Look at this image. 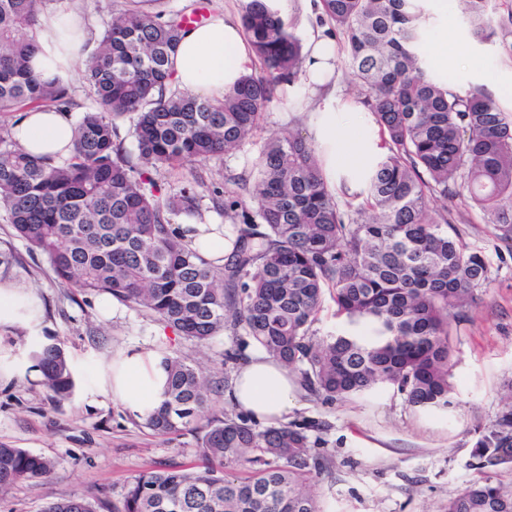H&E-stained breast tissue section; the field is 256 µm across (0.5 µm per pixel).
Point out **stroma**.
<instances>
[{"label":"stroma","mask_w":512,"mask_h":512,"mask_svg":"<svg viewBox=\"0 0 512 512\" xmlns=\"http://www.w3.org/2000/svg\"><path fill=\"white\" fill-rule=\"evenodd\" d=\"M124 5L125 0H48L43 15L76 10L99 25ZM426 6L429 35L422 50L434 60L435 72L462 93L484 88L512 111V94L506 92L512 87V34L480 42L472 38L458 0H448L444 8L426 0ZM358 95L344 64H337L340 178L357 162L347 113H359L365 138L381 141ZM316 105L307 83L299 82L271 104L263 132L240 151L200 166L162 170L154 178L165 194L196 184L202 197L199 223L223 225L225 237H232L234 227L212 205L213 191L227 190V175L250 174L268 134L311 136ZM448 209L463 239L485 256L492 277L452 324L451 403L440 411L414 409L388 387L343 403L301 393L289 421L309 425L313 451L328 460L319 478L323 512H442L448 497L477 476L472 463L479 431L512 406V248L490 235L478 210L457 200ZM1 251L13 255L10 264H0V283L13 285L18 308L13 320L0 324V443L55 459L58 467L48 477L15 484L0 497V512H42L47 503L73 495L86 497L95 512H112L128 481L142 471L196 462L193 435L154 437L113 398L112 365L129 349L173 351L205 367L220 399L236 370L225 363V349L250 354L256 349L253 339L227 332L199 344L127 304L123 317L108 318L110 295L62 284L44 256L29 252L0 220ZM50 337L67 350L77 382L73 397L58 405L47 401L29 357L34 343Z\"/></svg>","instance_id":"35a3bbf8"}]
</instances>
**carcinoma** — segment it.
<instances>
[{"label": "carcinoma", "mask_w": 512, "mask_h": 512, "mask_svg": "<svg viewBox=\"0 0 512 512\" xmlns=\"http://www.w3.org/2000/svg\"><path fill=\"white\" fill-rule=\"evenodd\" d=\"M103 22L85 69L88 104L73 124L71 157L55 163L0 135V206L29 251L56 278L106 293L203 344L242 331L296 369L313 396L343 402L387 386L411 407L445 408L453 393L452 320L490 283L489 267L448 220L447 202L479 209L492 236L512 245V114L482 87L461 94L430 74L419 52L426 0H319V23L338 38L343 63L363 89L361 104L386 152L353 182L332 184L313 140L264 141L253 178L214 193L237 224L227 262L192 249L173 216L200 214L193 185L161 194L151 172L205 163L240 150L260 128L279 89L305 75L306 54L268 0H243L241 25L261 72L222 97L189 94L172 57L184 17L144 2ZM474 34L512 29V5L464 0ZM46 0H0V126L14 112L78 103L64 81L31 67ZM128 125L136 154L124 148ZM342 324L315 339L325 297ZM30 357L49 399L76 381L66 349L39 343ZM163 401L143 416L151 434L193 433L202 465H167L132 478L113 512H321L317 485L327 468L306 428L257 429L239 415L200 423L211 402L206 371L164 354ZM481 476L448 497L443 512H512V484L488 472L512 464V406L475 443ZM56 462L0 443V492L49 476ZM42 512H95L74 495Z\"/></svg>", "instance_id": "obj_1"}]
</instances>
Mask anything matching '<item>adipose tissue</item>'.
Returning a JSON list of instances; mask_svg holds the SVG:
<instances>
[{"instance_id":"obj_1","label":"adipose tissue","mask_w":512,"mask_h":512,"mask_svg":"<svg viewBox=\"0 0 512 512\" xmlns=\"http://www.w3.org/2000/svg\"><path fill=\"white\" fill-rule=\"evenodd\" d=\"M50 32L39 41L32 60L43 79H66L78 56L69 43V32L78 29L80 39L91 31L82 15L69 11L52 16ZM310 53L306 61L309 82L322 84L336 66L333 39L323 29L313 30L308 38ZM254 56L246 46L238 22L215 16L208 23L184 33L173 58L174 79L183 90L200 96L223 95L249 71ZM319 122L313 138L324 152L328 174L336 172V97L324 96L317 107ZM11 136L35 155L62 161L70 157L72 123L66 113L32 110L24 113L11 128ZM157 351L125 352L112 374V394L132 412L143 415L163 398L165 375ZM299 379L280 361L263 353L242 361L235 377L224 391V400L250 419L278 425L288 419L295 407Z\"/></svg>"}]
</instances>
